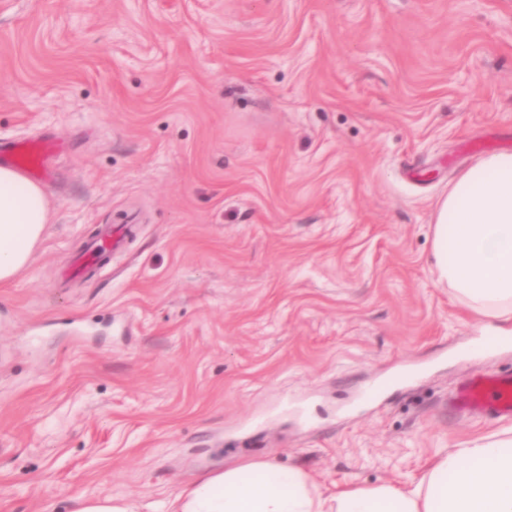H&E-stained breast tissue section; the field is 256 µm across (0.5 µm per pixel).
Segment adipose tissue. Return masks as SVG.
<instances>
[{
	"label": "adipose tissue",
	"instance_id": "obj_1",
	"mask_svg": "<svg viewBox=\"0 0 512 512\" xmlns=\"http://www.w3.org/2000/svg\"><path fill=\"white\" fill-rule=\"evenodd\" d=\"M48 222L43 189L0 169V284L30 262ZM435 270L478 314L512 320V152L479 159L434 211ZM164 512H512V434L435 459L412 487L324 496L296 467L251 460L183 487Z\"/></svg>",
	"mask_w": 512,
	"mask_h": 512
}]
</instances>
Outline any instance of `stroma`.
Instances as JSON below:
<instances>
[{"label":"stroma","mask_w":512,"mask_h":512,"mask_svg":"<svg viewBox=\"0 0 512 512\" xmlns=\"http://www.w3.org/2000/svg\"><path fill=\"white\" fill-rule=\"evenodd\" d=\"M40 136L49 222L0 285V512H161L255 459L326 496L407 485L512 428L446 405L512 348L471 352L503 322L433 248L462 140L512 139V0H0V140ZM119 236L118 234H112L111 230L100 240L91 243L87 250L73 262L69 270V276H79L98 265L108 253L112 252V245L119 241ZM133 507L129 503L114 499L112 497L106 498H91L81 501L75 512H133Z\"/></svg>","instance_id":"obj_1"}]
</instances>
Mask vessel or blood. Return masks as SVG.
Instances as JSON below:
<instances>
[{"mask_svg": "<svg viewBox=\"0 0 512 512\" xmlns=\"http://www.w3.org/2000/svg\"><path fill=\"white\" fill-rule=\"evenodd\" d=\"M58 150L49 140L0 142V166L18 169L32 178L43 177L52 156ZM119 240L109 233L91 243L73 262L69 273L81 275L98 265ZM451 409L477 417L512 418V373L475 375L463 380L448 398Z\"/></svg>", "mask_w": 512, "mask_h": 512, "instance_id": "vessel-or-blood-1", "label": "vessel or blood"}]
</instances>
